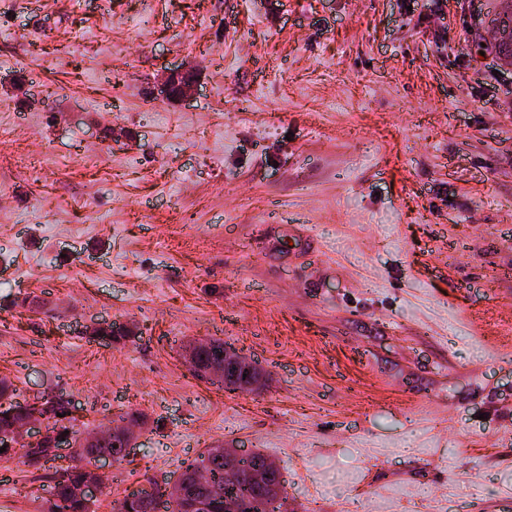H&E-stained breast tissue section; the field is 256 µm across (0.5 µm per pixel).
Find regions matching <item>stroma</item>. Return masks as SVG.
I'll use <instances>...</instances> for the list:
<instances>
[{"mask_svg": "<svg viewBox=\"0 0 512 512\" xmlns=\"http://www.w3.org/2000/svg\"><path fill=\"white\" fill-rule=\"evenodd\" d=\"M494 7L0 0V379L90 432L143 414L95 512L217 444L275 460L288 512H512ZM175 67L190 100L160 92ZM190 338L264 386L194 377ZM49 497L0 458V512Z\"/></svg>", "mask_w": 512, "mask_h": 512, "instance_id": "stroma-1", "label": "stroma"}]
</instances>
